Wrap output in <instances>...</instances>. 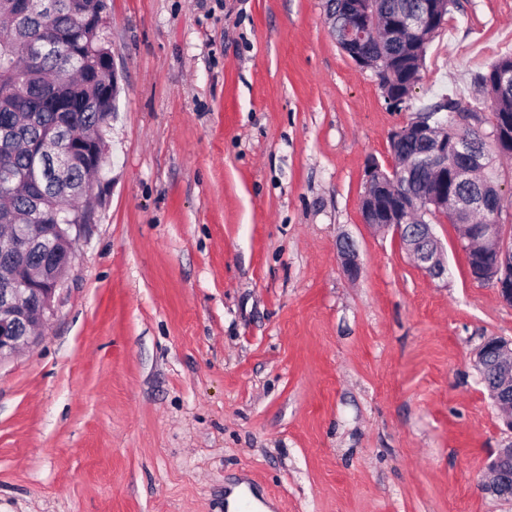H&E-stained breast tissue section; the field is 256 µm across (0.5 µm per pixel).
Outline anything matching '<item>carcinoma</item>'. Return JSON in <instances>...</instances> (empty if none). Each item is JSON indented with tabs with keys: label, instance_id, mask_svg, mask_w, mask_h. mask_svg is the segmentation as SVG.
<instances>
[{
	"label": "carcinoma",
	"instance_id": "obj_1",
	"mask_svg": "<svg viewBox=\"0 0 512 512\" xmlns=\"http://www.w3.org/2000/svg\"><path fill=\"white\" fill-rule=\"evenodd\" d=\"M18 0H0V170L21 174L36 164L35 154L49 142L70 149L77 142L99 137L98 130L112 117L116 93L112 67L102 31L92 20L105 9L104 0H55L53 9L34 5L25 13ZM452 0L433 2L435 23L422 34L392 39L382 32L369 38L360 53L369 60L385 58L393 68L392 83H379L383 93L410 95L421 77L427 43L442 25ZM373 18L387 21L423 6L422 0H372ZM49 41L50 51L31 55L29 41ZM512 73V56L497 59L475 83L489 96L493 122L512 115V84L502 76ZM399 165L414 149L411 140L389 142ZM44 175L8 193L0 191V238L8 224H24L29 210L37 208L51 232L61 241L68 224H84L89 190L88 176L100 165L81 155L78 163L55 170L43 163ZM490 171L473 185L476 193L497 205Z\"/></svg>",
	"mask_w": 512,
	"mask_h": 512
}]
</instances>
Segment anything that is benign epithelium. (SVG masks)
Masks as SVG:
<instances>
[{"instance_id": "1", "label": "benign epithelium", "mask_w": 512, "mask_h": 512, "mask_svg": "<svg viewBox=\"0 0 512 512\" xmlns=\"http://www.w3.org/2000/svg\"><path fill=\"white\" fill-rule=\"evenodd\" d=\"M371 0H359L352 19L340 31V39L349 49L357 47L370 35L368 17ZM434 23L429 8L395 19L388 25L393 35L401 31L420 30ZM458 131L453 141L436 139L434 125L424 118L407 127L406 133L429 145L432 154L448 157V150L464 155L476 138L484 136L474 128L472 112L453 114ZM440 171L433 190L425 197H404L399 188V168L392 165V177L380 183L368 180L364 199L369 206L362 207L365 223L378 230H393L416 265L429 277L439 279L448 272L444 253L436 238L428 217L446 215L459 210L478 209L486 216L484 224L463 225L468 241L479 239L489 245L487 250H476L479 258L471 270L474 278L486 281L495 288L498 297L512 305V247L505 240L499 214L482 197L460 195L448 190V182L454 184L472 182V168L448 169V163L435 166ZM31 223L14 225L11 258L26 257L32 249L29 230L43 220L40 212L30 215ZM343 267L347 275L355 279L360 273V263L353 245L346 240L340 245ZM72 263L71 255L61 259L44 256L40 260V272L33 275L25 269L24 279L16 281L9 272L10 266L0 269V364L14 357L15 351L35 341L28 334L31 326L40 324L55 311L57 291L63 283V273ZM493 367L495 378L494 401L506 427L512 431V339L493 337L484 342L476 353L475 367L483 373ZM493 478L482 483L487 493L503 498H512V442L497 450L488 463Z\"/></svg>"}]
</instances>
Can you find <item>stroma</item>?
<instances>
[{"label":"stroma","mask_w":512,"mask_h":512,"mask_svg":"<svg viewBox=\"0 0 512 512\" xmlns=\"http://www.w3.org/2000/svg\"><path fill=\"white\" fill-rule=\"evenodd\" d=\"M117 112L41 341L0 364V512H512L477 349L512 305L433 218L448 276L363 221L392 131L512 56V0H455L402 110L327 0H104ZM361 263L349 280L338 254ZM493 478L482 483L487 493L503 498H512V441L503 448H498L495 456L488 463Z\"/></svg>","instance_id":"obj_1"}]
</instances>
